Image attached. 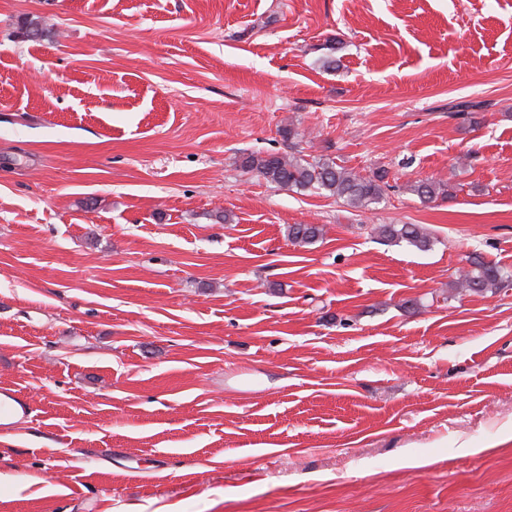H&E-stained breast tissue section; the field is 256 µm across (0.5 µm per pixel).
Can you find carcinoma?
<instances>
[{"label":"carcinoma","mask_w":512,"mask_h":512,"mask_svg":"<svg viewBox=\"0 0 512 512\" xmlns=\"http://www.w3.org/2000/svg\"><path fill=\"white\" fill-rule=\"evenodd\" d=\"M241 166L268 183L335 197L354 209H365L377 203L389 187L384 171L364 176L330 159L308 161L293 153H251L243 157ZM411 191L424 202H433L444 194L441 183L432 179L417 182ZM373 232L385 242L405 243L421 251L433 244L432 232L420 224H380ZM321 236L322 228L317 224L288 225V239L295 245L311 244ZM507 282L499 268L475 255L470 257L469 267L453 282V288L486 294L497 292Z\"/></svg>","instance_id":"1"}]
</instances>
